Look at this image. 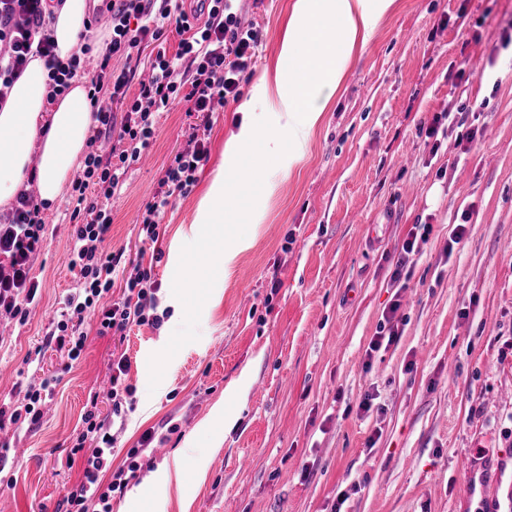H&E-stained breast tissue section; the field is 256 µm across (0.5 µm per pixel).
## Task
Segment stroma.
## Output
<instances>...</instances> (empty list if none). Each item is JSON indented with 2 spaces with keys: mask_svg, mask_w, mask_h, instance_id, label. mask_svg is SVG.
<instances>
[{
  "mask_svg": "<svg viewBox=\"0 0 512 512\" xmlns=\"http://www.w3.org/2000/svg\"><path fill=\"white\" fill-rule=\"evenodd\" d=\"M291 2L246 0L259 45L238 101L158 114L150 165H132L110 202L108 246L127 267L152 266L160 328L102 336L85 322L74 361L47 345L78 273L58 221L69 195L44 211L39 302L25 324L0 319V402L20 408L46 379L55 390L37 424L0 428L12 450L0 512H56L79 478L68 453L85 413L112 412L103 383L116 356L133 396L113 466L148 429L165 451L112 512H483L471 474L512 485V0H396L302 161L261 157L265 183L244 199L261 223L216 244L233 254L229 274L184 275L201 197L240 103L279 55ZM442 112L466 118L427 138ZM191 125L208 158L164 214L155 263L137 217ZM412 230L419 252L402 290L393 275ZM393 324L399 341L370 350ZM176 467L178 483L166 477Z\"/></svg>",
  "mask_w": 512,
  "mask_h": 512,
  "instance_id": "stroma-1",
  "label": "stroma"
}]
</instances>
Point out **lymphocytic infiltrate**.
I'll return each mask as SVG.
<instances>
[{
    "mask_svg": "<svg viewBox=\"0 0 512 512\" xmlns=\"http://www.w3.org/2000/svg\"><path fill=\"white\" fill-rule=\"evenodd\" d=\"M199 8L206 11L207 20L197 30L189 22L182 0H112L110 5L112 38L91 80L95 91L91 107L98 130L115 134L116 141L107 153L92 146L83 175L73 184L71 265L78 268L79 277L64 301L63 319L53 322L48 331L50 342L66 351L69 359H78L83 352L86 336L81 326L86 316L97 319L103 334L121 335L134 325L160 324L156 313L160 284L147 268L136 267L125 280L123 298L102 306L122 259L121 254L105 251L103 243L112 225L109 204L121 192L130 165L139 160L155 135L154 113L167 110L179 96L194 112L212 111L217 102L237 101L243 77L254 63L259 33L242 23L243 0H200ZM171 23L187 37L174 57L157 54L150 64L149 79L136 81L128 65L114 68L113 59L128 62L144 44L160 40ZM52 24L46 0H0V44L8 47L7 52H0V103L31 57L44 59L51 96L63 95L77 76L81 59L76 55L66 60L57 57ZM134 81L139 84L138 94L122 120H115L110 102L124 99ZM106 87L111 90L109 98H100ZM187 132L190 150L175 155L140 216L142 242H158L160 221L173 196L187 193L208 157L207 141L198 128L188 126ZM83 213L89 220L82 224L78 218ZM45 227L38 205L26 191L17 195L8 224L0 226V314L21 324L39 300V285L30 271L32 258L46 245ZM127 370L126 359L113 360L108 390L111 416L91 410L83 419L85 427L70 450L71 456L81 460L82 476L67 490L57 512H112L113 496L124 493L139 478L144 453L155 438L153 431H145L137 447L128 450L123 467L112 466L117 440L113 427L116 420L125 419L124 406L131 394L124 383Z\"/></svg>",
    "mask_w": 512,
    "mask_h": 512,
    "instance_id": "1",
    "label": "lymphocytic infiltrate"
}]
</instances>
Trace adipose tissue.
<instances>
[{
    "label": "adipose tissue",
    "mask_w": 512,
    "mask_h": 512,
    "mask_svg": "<svg viewBox=\"0 0 512 512\" xmlns=\"http://www.w3.org/2000/svg\"><path fill=\"white\" fill-rule=\"evenodd\" d=\"M395 0H292L281 49L253 88V100L264 101L279 130L260 137L251 102L244 103L237 128L224 142V161L209 181L197 223L210 225L218 236L221 225L251 221L242 210L247 188L263 181L264 171L248 166L263 150L280 153L288 141L289 163L303 157V149L341 85L356 46L367 45ZM52 35L60 59L77 53L86 29V0H56ZM48 70L43 59L31 58L10 95L0 105V208L10 207L28 181L39 189L38 201L53 207L80 167L93 125L89 84L73 79L56 101H49Z\"/></svg>",
    "instance_id": "adipose-tissue-1"
}]
</instances>
